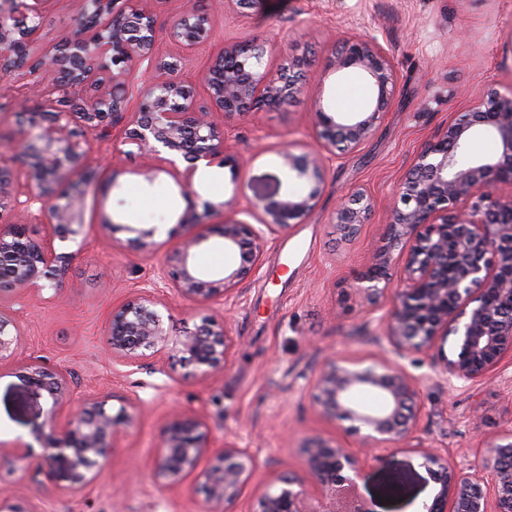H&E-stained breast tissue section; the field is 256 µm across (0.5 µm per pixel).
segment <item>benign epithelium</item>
<instances>
[{
    "instance_id": "obj_1",
    "label": "benign epithelium",
    "mask_w": 512,
    "mask_h": 512,
    "mask_svg": "<svg viewBox=\"0 0 512 512\" xmlns=\"http://www.w3.org/2000/svg\"><path fill=\"white\" fill-rule=\"evenodd\" d=\"M126 9L114 14V0H83V20L52 51L29 55V40L41 16L18 18L16 0H0V77L26 80L29 90L49 107L52 120L33 114L19 121L14 146L0 149V214L29 215L36 211L49 224L63 228L60 241L75 239L81 228L82 193L64 191L66 176L86 155L88 136L121 129L122 141L137 147L143 169L150 173L161 159L165 171L184 194L192 193L201 166L214 161L236 173L239 160L227 153L218 118L247 110L271 109L284 95L301 91L292 79L273 76L264 67L267 47L239 43L224 49L207 71L209 104L193 97L187 82L174 77L177 64L156 61L158 76L144 87L138 111L127 112V96L120 93L125 74L139 60L153 54L154 15L143 0H124ZM206 14L195 0H182L170 36L190 50L208 35ZM331 66L336 71L361 70L374 90L362 109L329 112L321 105L312 113L318 144L296 155L279 153L286 175L304 183L307 192L254 190L257 224L224 219L219 225L224 250L236 253L239 264L205 280L195 257L209 235L195 232L213 212L226 213L230 202L211 203L203 214L188 210L179 226L188 228L162 267L159 281L137 299L112 314V353L126 363L139 362L146 352L168 351L170 371L189 364L192 375L211 377L226 362L231 349L227 328H217L205 316L196 328L175 340L164 326L154 289L162 286L190 305L209 309L224 304L238 284L261 266L267 244L312 211L324 188L329 155H346L370 135L374 122L390 101L395 69L372 37L343 40ZM53 73V89L44 75ZM487 135L498 144L488 157L467 153L471 138ZM169 157L161 158L162 152ZM24 158L33 160L25 184L16 187L13 170ZM509 187L503 193L500 187ZM386 246L376 263L363 272L355 292L374 310L391 302L381 318L383 335L392 351L403 357L452 341L450 354L441 351L437 367L444 384L454 387L483 378L504 358L512 360V90L495 89L472 102L467 111L416 154L396 185ZM370 203L362 192L336 209V227L353 234L365 223ZM156 229L131 239L141 251L152 253ZM73 254L56 252L26 236L24 225L0 226V260L8 263L10 292L55 287L54 273ZM400 266L397 287L386 285L392 263ZM20 330L0 311V359L14 354ZM30 398L48 395L51 416L65 422L57 437L36 424L32 436L45 451L47 475L78 492L96 479L94 468L108 458L130 416L89 400L74 409L66 400L67 379L35 361L26 366ZM313 400L327 414L348 423L382 463L391 449L415 453L440 485L438 493L419 512H512V429L490 441L480 463L464 473L448 462V455L423 445L418 435L419 394L415 378L382 355H336L318 375ZM210 451L205 419L175 413L163 430L154 463L157 480L180 483L193 473ZM312 477L310 484L293 477L274 478L258 498V512H310L306 500L339 499L356 485L360 460L348 448L312 438L301 448ZM255 459L250 449L226 444L203 478L207 512H225L247 487Z\"/></svg>"
}]
</instances>
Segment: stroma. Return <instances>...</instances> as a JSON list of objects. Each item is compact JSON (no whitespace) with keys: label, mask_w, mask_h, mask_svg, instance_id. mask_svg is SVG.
Listing matches in <instances>:
<instances>
[{"label":"stroma","mask_w":512,"mask_h":512,"mask_svg":"<svg viewBox=\"0 0 512 512\" xmlns=\"http://www.w3.org/2000/svg\"><path fill=\"white\" fill-rule=\"evenodd\" d=\"M149 6L158 30L156 55L180 61L198 102L208 99L203 74L217 53L252 41L267 44L271 73L300 66L303 89L275 108L227 119L226 147L244 163L235 175L218 164L197 173L189 200L167 173L146 179L121 137L91 141L82 166L95 179L84 199L77 253L62 269L58 288L19 298L0 295V311L21 331L14 355L0 360V446H29L27 459L0 463V492L21 505L35 503L39 512H205L202 472L227 443L256 457L250 483L231 512H256L260 493L274 477L310 481L301 453L308 439L362 455L359 437L311 399L328 355L362 357L380 350V313H368L347 290L384 246L393 189L415 154L488 89L512 90V0H259L249 9L236 0H204L210 32L190 52L168 36L180 0H150ZM40 9L35 54L51 50L80 22L83 4L44 0ZM358 34L375 38L393 64L394 94L370 136L353 153L327 161L316 207L271 240L260 269L212 307V315L228 320L233 339L226 367L204 380L184 369L171 378L162 371L165 353L152 354L139 368L113 356L112 311L156 280L184 234L178 225L184 213L229 199L226 216L257 223L250 205L254 188L285 178L278 150L289 145L299 154L315 143L314 102L336 111L369 97L356 70L337 73L330 67L339 39ZM41 109V100L20 81H8L0 89V137L15 133L25 113ZM356 190L365 191L373 206L348 238L337 231L334 216L338 201ZM155 226L160 232L154 252L131 246L132 229ZM435 355L431 349L399 360L418 383V435L451 463L477 464L479 448L512 428V363L451 390L432 366ZM33 361L65 372L72 407L105 399L131 417L97 479L79 492L46 479L44 450L32 441L34 423L54 426L50 401H30L25 367ZM175 410L204 416L211 451L197 472L169 486L155 481L153 463ZM396 474L404 480V496L390 502L380 488ZM439 489L416 454L396 450L385 464L365 463L355 492L371 512H417Z\"/></svg>","instance_id":"1"}]
</instances>
